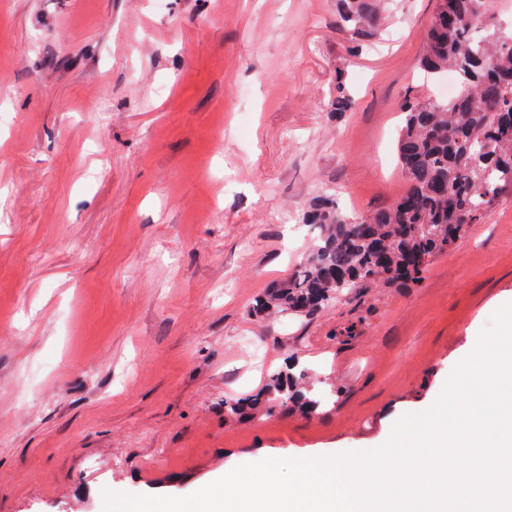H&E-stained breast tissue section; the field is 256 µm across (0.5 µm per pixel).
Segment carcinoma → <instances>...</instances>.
<instances>
[{
    "label": "carcinoma",
    "mask_w": 512,
    "mask_h": 512,
    "mask_svg": "<svg viewBox=\"0 0 512 512\" xmlns=\"http://www.w3.org/2000/svg\"><path fill=\"white\" fill-rule=\"evenodd\" d=\"M493 7L494 0H439L420 65L432 74L455 73L462 87L447 102L404 103L397 150L405 190L366 216L344 211L330 194L318 195L304 215L317 230L312 251L288 280L259 299L258 312L310 315L344 291L375 281L416 284L432 258L467 225L485 222L499 196L512 190V31L483 36L476 26ZM340 17L357 39L378 26L370 0H341ZM352 107L338 82L332 111ZM303 379L289 364L262 391L224 401V413L244 417L279 402L314 412L322 401Z\"/></svg>",
    "instance_id": "cac0c4a2"
}]
</instances>
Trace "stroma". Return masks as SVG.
I'll use <instances>...</instances> for the list:
<instances>
[{"label":"stroma","mask_w":512,"mask_h":512,"mask_svg":"<svg viewBox=\"0 0 512 512\" xmlns=\"http://www.w3.org/2000/svg\"><path fill=\"white\" fill-rule=\"evenodd\" d=\"M337 4L0 0V512L377 449L512 303L508 191L418 284L252 315L312 249L313 197L403 192L401 106L436 96L437 0H390L362 41ZM290 359L317 412L225 416Z\"/></svg>","instance_id":"stroma-1"}]
</instances>
